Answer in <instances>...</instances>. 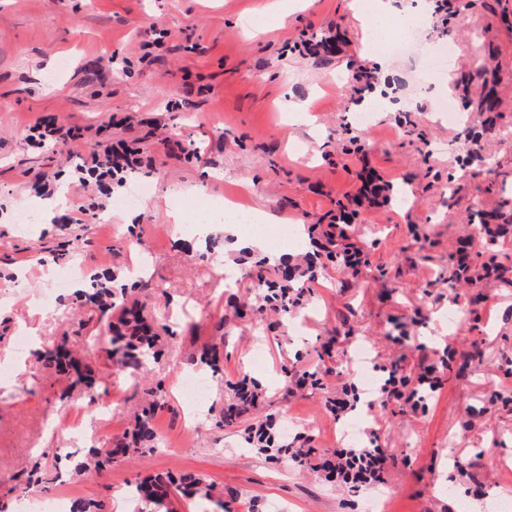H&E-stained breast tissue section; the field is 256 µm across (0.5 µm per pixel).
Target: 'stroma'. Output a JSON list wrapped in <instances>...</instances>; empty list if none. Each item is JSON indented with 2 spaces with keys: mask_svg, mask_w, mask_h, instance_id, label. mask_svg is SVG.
Here are the masks:
<instances>
[{
  "mask_svg": "<svg viewBox=\"0 0 512 512\" xmlns=\"http://www.w3.org/2000/svg\"><path fill=\"white\" fill-rule=\"evenodd\" d=\"M0 0V500L21 508L16 478L44 451H84L122 433L144 402L122 381L89 403L80 389L46 369L33 354H18L26 332L35 346L59 342L76 326L74 308L46 311L41 300L54 273L76 268L121 269L152 281L147 313L159 327L164 354L142 387L162 385L169 409L155 424L160 448L102 475H71L34 498L100 501L104 512H138L125 491L137 478L194 472L236 491L229 512H495L512 500V404L491 403L512 389V285L456 281L451 260L478 212L512 202V0H456V11L420 29L405 51L380 50L393 60L390 80L403 109L380 111L352 88L350 77L369 67L357 48L364 29L350 0ZM265 20L250 28L255 17ZM167 29L157 59L142 44L152 27ZM452 44L456 77L446 96L458 124L434 112L437 73L418 61L439 43ZM495 91L491 134L475 153L460 147L479 124L469 104ZM305 99L310 111L291 120L285 105ZM374 114L360 130L354 116ZM53 116L81 128L80 140L43 148L29 129ZM364 135L366 150L344 153ZM141 140L151 166L127 173L118 185H81L79 156L108 143ZM194 145L199 159H185ZM399 189L405 201L357 207L347 221L369 263L349 277L321 260L307 282L306 305L281 315L233 317L224 277L237 276L238 294L254 297L243 260L215 226L209 239L193 225L174 223L186 198L213 207L231 200L284 217L280 237L328 224L336 203L354 195L364 172ZM148 182L149 196L130 209L115 202ZM96 197L99 215L68 222L70 210ZM35 223L21 226L24 209ZM66 245L70 258L54 262L40 242ZM464 319L449 325V309ZM223 331H216V322ZM409 339L398 340L399 331ZM224 340V379L210 381L196 411L183 405L177 379L192 353ZM365 343L372 362H400L415 370L423 351L445 345L464 350L442 375L443 387L424 410L398 404L358 408L334 421L325 402L338 381L358 373L354 355ZM316 371L321 384L293 397L285 372ZM246 374L267 391L262 413L287 426L288 437L309 436L317 448L353 447L364 429L398 464L385 487L356 493L316 472L282 468L250 449L241 432L214 422L231 396L226 383ZM480 460V472L471 463Z\"/></svg>",
  "mask_w": 512,
  "mask_h": 512,
  "instance_id": "stroma-1",
  "label": "stroma"
}]
</instances>
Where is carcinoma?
<instances>
[{"instance_id": "obj_1", "label": "carcinoma", "mask_w": 512, "mask_h": 512, "mask_svg": "<svg viewBox=\"0 0 512 512\" xmlns=\"http://www.w3.org/2000/svg\"><path fill=\"white\" fill-rule=\"evenodd\" d=\"M289 262L290 259L286 258L273 266L264 257L254 262V270L248 273V277L259 299L263 301L258 310L268 307L286 313L291 308H300L296 303L298 285L294 277L297 266H291ZM151 288V283L147 281L140 279L128 285L121 282L120 274L106 272L100 277H93L90 287L76 290L71 296V301L91 306L97 316L96 331L81 337V340L85 346L101 353L103 380H97L89 363L80 362L71 356L66 337L59 344L38 350L39 359L47 368L70 380L71 385L82 387L91 404L108 393L114 375L120 378L122 374H127L134 380L131 388L138 389L141 380L161 354L160 336L153 331L144 315L145 303L142 302ZM222 345L224 336L221 335L219 342L205 345L200 355L190 360V364L198 370L205 369L215 377L224 378V353L220 351ZM229 389L233 392V401L224 408L216 422V426L221 429L240 423L242 417L259 407L264 396L262 385L246 375L229 384ZM148 396L151 397L148 407L137 417L130 430L110 436L93 446L82 461L74 462L71 456H66L72 469L77 473L92 469L100 475L115 465L154 450L161 441V433L155 426L153 416L156 411L168 409L170 405L166 392L160 386L149 392ZM243 433L246 442L268 459L292 463L288 458V441L279 437L276 419L266 418L255 428L247 426ZM61 477L62 471L57 466L44 471L35 468L22 486L26 490L50 479L57 481ZM174 491L187 497L208 499L221 512L224 510V490L216 489L215 484L198 473L146 477L134 486L132 497L141 504L139 512H161Z\"/></svg>"}]
</instances>
